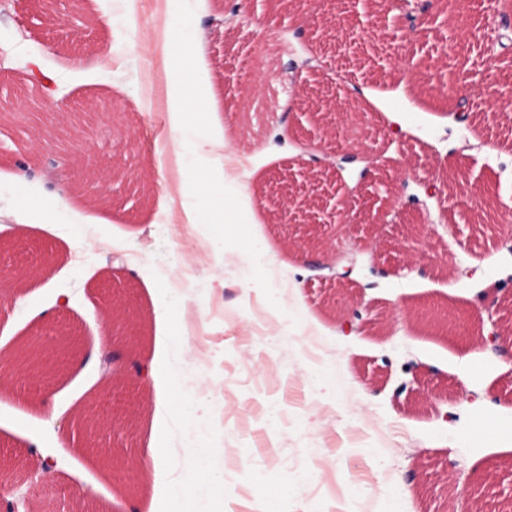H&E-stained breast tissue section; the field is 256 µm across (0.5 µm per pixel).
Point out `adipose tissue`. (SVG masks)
I'll use <instances>...</instances> for the list:
<instances>
[{
    "mask_svg": "<svg viewBox=\"0 0 512 512\" xmlns=\"http://www.w3.org/2000/svg\"><path fill=\"white\" fill-rule=\"evenodd\" d=\"M151 378L156 389V404L173 408L176 413L186 416L197 411L199 401L195 394L177 384L168 363L153 360ZM209 455V449L204 446L190 448L188 461L195 473L194 480L168 484L164 492L153 497L149 512H174L175 503L182 500L192 501L196 512H216L217 508L223 507L220 495L224 491V480L207 466Z\"/></svg>",
    "mask_w": 512,
    "mask_h": 512,
    "instance_id": "ef3b65f1",
    "label": "adipose tissue"
}]
</instances>
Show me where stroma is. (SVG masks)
Instances as JSON below:
<instances>
[{
	"mask_svg": "<svg viewBox=\"0 0 512 512\" xmlns=\"http://www.w3.org/2000/svg\"><path fill=\"white\" fill-rule=\"evenodd\" d=\"M84 7L93 29L62 25L37 0H0V95H37L49 83L53 103L110 106L86 140L71 130L35 137L21 99L0 122V270L19 274L43 252L56 257L47 275L0 289V352L64 320L85 351L48 393L13 375L0 386V459L12 472L0 512L26 500L40 512H148L153 476L103 471L72 425L114 388L130 425L106 432L102 447L133 465L162 421L170 476L187 481L188 449L206 444L224 479V512H252L258 495L282 489L278 512H479L484 478L512 493V446L471 436L474 406L485 400L512 423V359L467 346L494 325L512 327V299L496 319L479 311L512 278V242L483 233L448 193L453 176L512 201V121H492L500 101L472 91L512 72V61L485 53L512 18V0H471L473 28L457 37L437 11L409 31L380 0H322L312 20L334 8L357 18L326 42L296 37L284 20L302 13L300 0H198L197 57L224 129V173L268 247L274 306L246 288L249 264L233 251L207 254L168 203L180 174L155 48L166 0ZM219 16L227 23L216 33L208 24ZM310 98L332 115L325 134L298 110ZM349 98L368 115L356 160L311 186L299 173L313 158L336 162L349 149ZM461 98L467 125L455 118ZM94 168L131 178L108 182L102 202L65 191ZM21 173L24 193L59 211L60 223L19 209ZM290 174L309 205L286 227L265 192ZM340 255L355 261L343 288L333 278ZM468 267L473 277L463 276ZM173 277L174 326L189 342L174 358L177 382L188 391L208 382L189 418L154 410L134 369L162 350L153 291ZM109 303L133 311L128 335L112 336ZM428 306L471 313L468 335L419 319ZM345 320L354 332L343 331ZM105 357L116 375L106 374ZM49 433L59 437L57 470L43 480L34 464Z\"/></svg>",
	"mask_w": 512,
	"mask_h": 512,
	"instance_id": "35a3bbf8",
	"label": "stroma"
}]
</instances>
